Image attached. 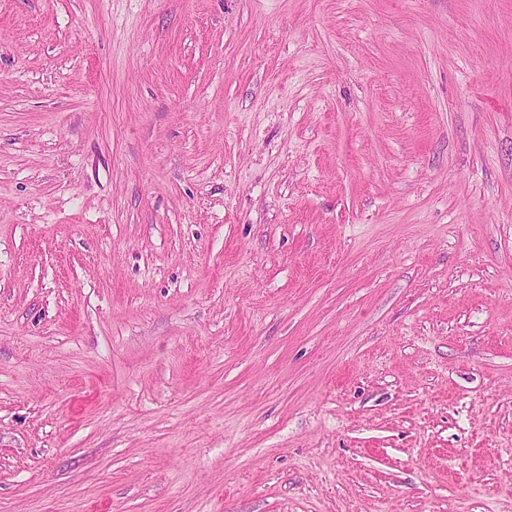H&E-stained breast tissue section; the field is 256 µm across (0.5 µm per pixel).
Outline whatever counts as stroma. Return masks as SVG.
Wrapping results in <instances>:
<instances>
[{
	"instance_id": "stroma-1",
	"label": "stroma",
	"mask_w": 512,
	"mask_h": 512,
	"mask_svg": "<svg viewBox=\"0 0 512 512\" xmlns=\"http://www.w3.org/2000/svg\"><path fill=\"white\" fill-rule=\"evenodd\" d=\"M0 512H512V0H0Z\"/></svg>"
}]
</instances>
